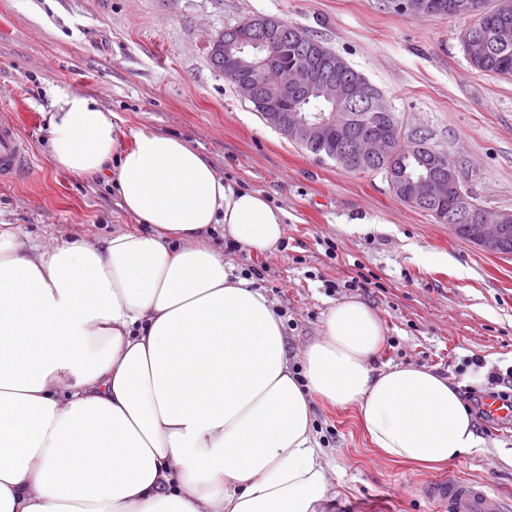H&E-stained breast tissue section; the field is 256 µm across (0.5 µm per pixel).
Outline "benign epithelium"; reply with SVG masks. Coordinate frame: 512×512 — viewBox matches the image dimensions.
Segmentation results:
<instances>
[{
	"mask_svg": "<svg viewBox=\"0 0 512 512\" xmlns=\"http://www.w3.org/2000/svg\"><path fill=\"white\" fill-rule=\"evenodd\" d=\"M279 25V21L261 15H252L239 23L240 29H252L250 36L233 35V42H224V32L209 36L204 47L208 54H224V78L232 81L238 96L244 101L256 100L259 93L258 78L271 70L279 74L277 83L268 90L262 112L264 121L291 141L298 144H311L323 139L330 127L339 129L343 137V147L338 154L339 160L349 165L358 151L354 145L355 130L358 125L368 122L366 114L376 118L380 113L389 111L384 96L367 88L357 81L338 82L336 77L313 69L299 58L292 65L281 63L286 53V45L280 40H266L260 33ZM322 97L336 106H351L361 101L369 102L365 113L356 116L349 112H314L304 115L299 112H285L281 102L285 99L310 95ZM394 139L382 132H374L365 139V146L376 159L387 160L392 157ZM421 165L428 169L425 176L412 180L403 187V194L412 206L431 205L448 200V175L437 163V152L424 145H415ZM434 216L444 224L464 222L466 205L459 202L453 210H438ZM470 237L480 244H497L507 235V217L499 215L489 218L482 215L480 223L469 227Z\"/></svg>",
	"mask_w": 512,
	"mask_h": 512,
	"instance_id": "1",
	"label": "benign epithelium"
}]
</instances>
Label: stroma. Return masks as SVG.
I'll list each match as a JSON object with an SVG mask.
<instances>
[{
    "instance_id": "obj_1",
    "label": "stroma",
    "mask_w": 512,
    "mask_h": 512,
    "mask_svg": "<svg viewBox=\"0 0 512 512\" xmlns=\"http://www.w3.org/2000/svg\"><path fill=\"white\" fill-rule=\"evenodd\" d=\"M254 14L317 36L383 92L406 130L461 164L486 210L512 211V78L470 67L460 43L470 18L399 13L389 0H0V114L24 110L33 154L31 170L0 183V224L40 243L135 228L112 184L51 164L54 100L81 93L116 113L121 145L140 129L181 137L287 212L282 246L266 253L230 247L220 224L208 238L235 271L265 267L250 285L280 311L293 366L328 308L353 297L385 329L375 367L425 366L462 394L488 392V370L512 366V256L401 201L384 174L320 161L268 126L202 48ZM358 274L368 287H344ZM474 356L482 369L469 366ZM313 413L336 512H435L422 487L436 477L512 502V423L477 421L479 451L427 469L382 456L356 408L318 400Z\"/></svg>"
}]
</instances>
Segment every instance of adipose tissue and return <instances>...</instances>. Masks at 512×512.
<instances>
[{"instance_id":"adipose-tissue-1","label":"adipose tissue","mask_w":512,"mask_h":512,"mask_svg":"<svg viewBox=\"0 0 512 512\" xmlns=\"http://www.w3.org/2000/svg\"><path fill=\"white\" fill-rule=\"evenodd\" d=\"M57 105L52 164L115 182L139 227L50 246L0 228V512H333L315 398L356 407L394 460L478 448L447 376L374 367L385 329L361 300L327 310L292 370L279 311L207 242L220 224L269 251L283 209L182 138L123 148L96 100Z\"/></svg>"}]
</instances>
